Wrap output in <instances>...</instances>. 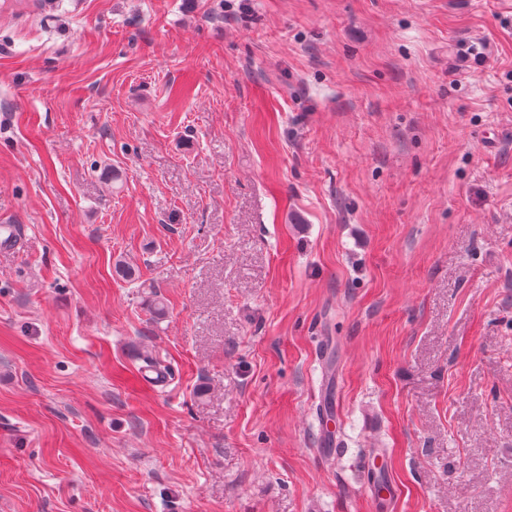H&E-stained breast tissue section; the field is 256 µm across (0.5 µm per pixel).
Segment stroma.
Masks as SVG:
<instances>
[{"mask_svg": "<svg viewBox=\"0 0 512 512\" xmlns=\"http://www.w3.org/2000/svg\"><path fill=\"white\" fill-rule=\"evenodd\" d=\"M1 224L0 512H512V0H0Z\"/></svg>", "mask_w": 512, "mask_h": 512, "instance_id": "stroma-1", "label": "stroma"}]
</instances>
